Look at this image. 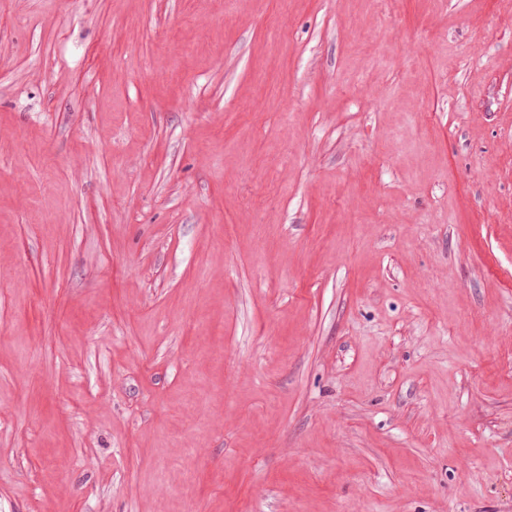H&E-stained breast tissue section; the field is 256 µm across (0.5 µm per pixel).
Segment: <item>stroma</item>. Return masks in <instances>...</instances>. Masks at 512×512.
Instances as JSON below:
<instances>
[{"label": "stroma", "mask_w": 512, "mask_h": 512, "mask_svg": "<svg viewBox=\"0 0 512 512\" xmlns=\"http://www.w3.org/2000/svg\"><path fill=\"white\" fill-rule=\"evenodd\" d=\"M0 512H512V0H0Z\"/></svg>", "instance_id": "35a3bbf8"}]
</instances>
